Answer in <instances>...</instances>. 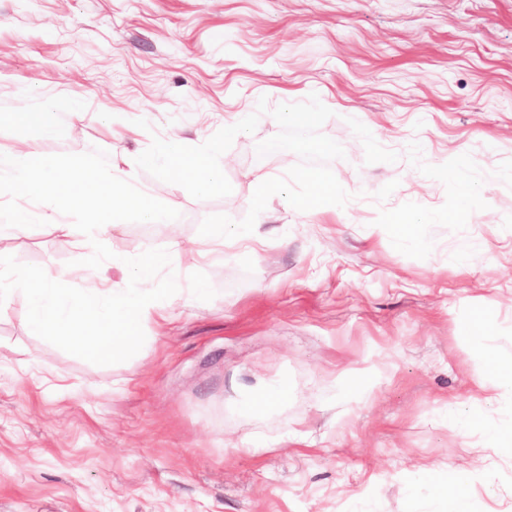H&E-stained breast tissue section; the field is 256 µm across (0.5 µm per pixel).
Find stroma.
<instances>
[{"label": "stroma", "instance_id": "stroma-1", "mask_svg": "<svg viewBox=\"0 0 512 512\" xmlns=\"http://www.w3.org/2000/svg\"><path fill=\"white\" fill-rule=\"evenodd\" d=\"M86 102L51 154L153 137L198 146L253 113L317 94L328 166L350 195L309 211L272 196L251 254L172 265V318L97 366L34 334L12 292L0 314V512H512V403L464 334L512 359V0H0V106L24 91ZM137 133L108 137L107 121ZM263 114L220 162L230 195L197 200L137 171L180 213L119 222L107 271L39 229L0 227L18 262L83 288L127 286V258L198 245L212 214L242 220ZM385 367L373 388L352 370Z\"/></svg>", "mask_w": 512, "mask_h": 512}]
</instances>
